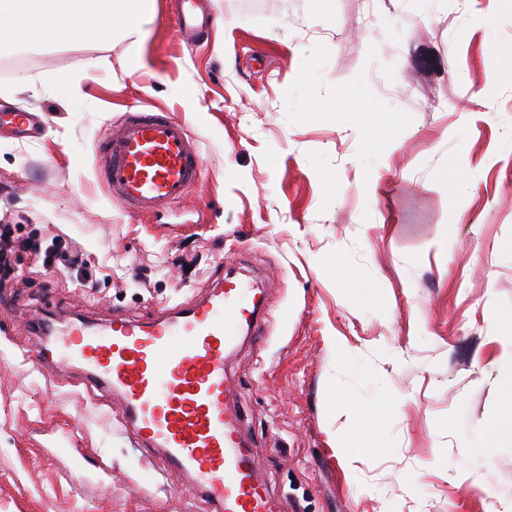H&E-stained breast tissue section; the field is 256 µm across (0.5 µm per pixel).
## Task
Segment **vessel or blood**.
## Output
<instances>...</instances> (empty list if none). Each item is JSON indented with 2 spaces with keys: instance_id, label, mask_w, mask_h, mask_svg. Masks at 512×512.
Wrapping results in <instances>:
<instances>
[{
  "instance_id": "obj_1",
  "label": "vessel or blood",
  "mask_w": 512,
  "mask_h": 512,
  "mask_svg": "<svg viewBox=\"0 0 512 512\" xmlns=\"http://www.w3.org/2000/svg\"><path fill=\"white\" fill-rule=\"evenodd\" d=\"M199 0H182L176 30L195 36ZM99 176L112 198L150 214L178 203L201 174L199 150L167 112L128 113L100 143ZM251 286L231 277L188 307L147 319L113 313L99 322L74 320L35 341L26 359L35 368L79 366L90 388L116 396L121 427L145 452H160L210 512H277L260 480L232 400L227 361L240 335L258 323L245 303Z\"/></svg>"
}]
</instances>
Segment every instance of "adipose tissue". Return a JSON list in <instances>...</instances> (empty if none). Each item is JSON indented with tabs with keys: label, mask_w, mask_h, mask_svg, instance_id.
<instances>
[{
	"label": "adipose tissue",
	"mask_w": 512,
	"mask_h": 512,
	"mask_svg": "<svg viewBox=\"0 0 512 512\" xmlns=\"http://www.w3.org/2000/svg\"><path fill=\"white\" fill-rule=\"evenodd\" d=\"M112 4L113 0H0V46L42 40L40 23L45 19L52 21L57 39L67 40L83 33L110 37V29L101 27L107 18L130 36L139 33L141 23L153 16L151 0H134L131 12L120 14L115 13ZM490 340L497 344L499 352L484 369L483 376L492 386L506 392L507 401L512 404V315L504 317ZM340 409L352 422L351 429L339 440L341 456L349 466L368 451V428L358 407L344 401Z\"/></svg>",
	"instance_id": "ef3b65f1"
}]
</instances>
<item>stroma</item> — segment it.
<instances>
[{"instance_id": "obj_1", "label": "stroma", "mask_w": 512, "mask_h": 512, "mask_svg": "<svg viewBox=\"0 0 512 512\" xmlns=\"http://www.w3.org/2000/svg\"><path fill=\"white\" fill-rule=\"evenodd\" d=\"M206 3L203 45L177 32L180 0H155L138 39L0 49L25 58L0 71V106L47 122L0 137V225L88 260L80 279L24 250L0 270V512H208L145 464L110 397L24 354L33 318L150 317L221 273L264 294L228 370L283 512H499L512 408L479 369L512 313V0ZM158 109L199 143L201 176L146 216L107 194L99 135ZM451 166L470 181L458 196L438 182ZM349 277L376 300L344 293ZM341 398L378 443L350 468L331 445Z\"/></svg>"}]
</instances>
